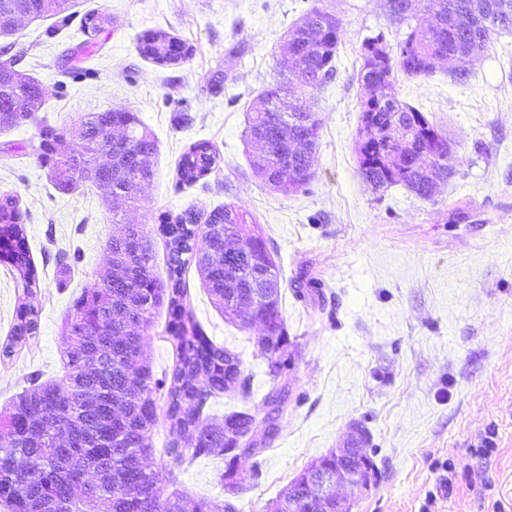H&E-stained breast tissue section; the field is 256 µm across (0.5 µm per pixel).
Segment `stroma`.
<instances>
[{
  "mask_svg": "<svg viewBox=\"0 0 512 512\" xmlns=\"http://www.w3.org/2000/svg\"><path fill=\"white\" fill-rule=\"evenodd\" d=\"M314 7L341 21L336 73L300 97L321 121L313 177L283 194L254 174L247 112L264 90L287 82L285 36ZM91 11L112 23L89 37L81 23ZM149 31L179 38L189 55L155 64L138 49ZM396 31L386 0H75L67 16L24 19L0 36L16 69L43 89L39 122L0 130V194L19 197L40 310L36 338L0 360V407L34 381L64 378L63 320L106 267L121 224L143 225L162 274L158 215L233 203L260 225L280 269L291 362L274 375L257 345L261 326L225 320L188 267L197 322L239 355L250 379L249 395L224 393L203 415H255L257 449L238 467L259 475L233 496L222 479L226 460L175 466L164 453L170 426L161 414L147 463L164 493L229 498L239 512H266L359 422L371 433L366 453L377 480L352 512H512V35L492 34L467 84L452 81L447 62L426 76H398L400 100L423 111L450 144L452 174L424 200L401 184L374 188L357 162L361 47L380 33L395 45ZM89 40L91 54L72 59ZM113 108L136 112L158 141L135 210L88 183L60 193L38 159L41 123L70 129L86 113ZM202 140L219 162L205 178L181 184L177 163ZM22 298L16 274L0 262V346ZM141 334L154 373L171 370L164 315ZM282 385L288 400L271 429L262 404Z\"/></svg>",
  "mask_w": 512,
  "mask_h": 512,
  "instance_id": "obj_1",
  "label": "stroma"
}]
</instances>
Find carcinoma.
I'll return each instance as SVG.
<instances>
[{"label":"carcinoma","instance_id":"carcinoma-1","mask_svg":"<svg viewBox=\"0 0 512 512\" xmlns=\"http://www.w3.org/2000/svg\"><path fill=\"white\" fill-rule=\"evenodd\" d=\"M40 0H0V13L10 8L25 16L59 15L69 0H56L43 9ZM433 9V23L412 24L413 5ZM391 21L406 27L395 47L385 34L362 44L359 77L369 91L362 103L358 162L365 179L377 188L401 183L418 197L432 196L436 175L451 174L450 145L423 112L401 101L396 76H426L439 60H453L452 77L465 82L472 63L488 48L493 29L512 34V0H387ZM308 25L297 31L304 52L302 67L291 69L288 86L301 92L325 84L334 74L341 22L317 7ZM111 17L85 15L83 31L96 34ZM142 55L160 65L186 57L181 40L161 32L140 39ZM276 86L250 107L246 138L261 139L265 164L254 169L265 184L282 193L297 191L312 177L320 136L316 113L309 126L293 125L288 117L302 108L287 101ZM10 111L0 114V127L20 126L34 119L26 109L42 98L41 85L22 74L9 86ZM123 135L112 138L108 129ZM65 132L42 124L38 158L54 186L69 192L79 183H112V196L135 207L140 191L153 176L158 155L154 135L130 111L109 109L79 118L74 147L59 150ZM218 155L207 141L192 144L178 164L179 181L192 184L209 175ZM158 232L168 248L167 275L155 272L154 253L141 224H126L107 248L110 262L93 287L74 299L64 319L60 352L67 366L65 379L33 386L0 409V505L7 512H237L226 500L214 504L193 501L173 491L161 496L159 477L146 464L150 432L157 420L156 393L165 391V417L172 438L165 453L177 464L199 457H229L235 467L233 441L248 437L254 415L233 412L222 421L202 417L206 403L225 392L246 387L239 356L213 343L186 303L183 275L195 265L213 304L224 318L241 327L258 323L270 347H260L271 369L288 366L286 329L279 310L280 277L274 257L253 217L235 204H226L201 217L188 212L177 218L158 217ZM234 225L246 247L228 257L213 252L209 228ZM18 273L24 294H32L37 272L31 259L23 214L11 194L0 198V259ZM256 295L259 302L244 317L229 301ZM166 308L165 332L175 347L171 372L155 377L142 357L139 330ZM39 333V311L27 302L17 309L11 342L0 349L8 359L15 346ZM29 466L39 477H22ZM92 478H86L88 471ZM267 512H308L283 488Z\"/></svg>","mask_w":512,"mask_h":512}]
</instances>
